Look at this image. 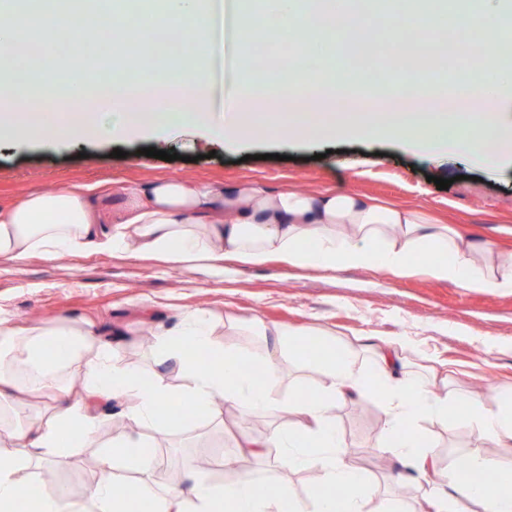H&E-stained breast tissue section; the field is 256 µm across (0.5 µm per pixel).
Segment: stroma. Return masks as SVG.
<instances>
[{"mask_svg":"<svg viewBox=\"0 0 512 512\" xmlns=\"http://www.w3.org/2000/svg\"><path fill=\"white\" fill-rule=\"evenodd\" d=\"M335 56L367 72L380 92L388 91L402 64L386 45L369 57L345 49ZM155 145L171 153L172 161L143 156V149ZM116 149L122 157H113ZM438 177L450 180V187L437 189ZM164 178L219 187L259 180L274 191L366 195L427 210L461 231L512 247L511 164L488 170L453 156L433 159L380 136H343L324 146L284 142L268 133L239 145L190 132L161 144L107 135L60 144L37 136L22 149L0 147V206L5 208L72 185H98L105 189L100 202L109 212L124 201L126 190ZM193 310L213 312L216 341L224 346L261 349L262 337L248 326L254 318L270 327H314L333 340L362 345L377 336H403L414 345L404 352L405 362L419 370L434 361L450 363L452 387L490 398L512 383V294L465 291L423 275L401 279L366 269L294 268L276 260L259 267L227 260L202 269L136 254L0 255L1 326L87 319L104 336L119 327L125 332L123 362L143 371L155 368L157 355L154 346L141 344L142 330L173 327L181 313ZM228 313L242 321L233 336L224 333ZM237 414L228 407L223 425L200 420L164 437L127 422L114 423L108 434H138L167 450L169 465L143 478L151 492L162 494L185 480V466L234 455L240 432L263 435L279 422L271 413L251 412L243 420ZM335 415L353 450L352 464L371 476L380 496L405 500L415 512V495L402 485L412 470L377 449L382 434L378 402L366 397L344 401ZM416 427L430 436L436 464L446 470L457 455L481 445L469 431L451 432L430 419L417 421ZM98 454V448H81L58 461L61 487L73 501H82L92 484L91 463ZM238 465L257 481L288 484L301 498L309 493V471L290 473L249 457L239 458Z\"/></svg>","mask_w":512,"mask_h":512,"instance_id":"1","label":"stroma"}]
</instances>
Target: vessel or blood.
<instances>
[{
  "mask_svg": "<svg viewBox=\"0 0 512 512\" xmlns=\"http://www.w3.org/2000/svg\"><path fill=\"white\" fill-rule=\"evenodd\" d=\"M219 6L223 20L224 52L221 59H209L208 66L215 75L214 103L222 107L228 100L241 95L244 89V65L239 51L240 0H219Z\"/></svg>",
  "mask_w": 512,
  "mask_h": 512,
  "instance_id": "1",
  "label": "vessel or blood"
}]
</instances>
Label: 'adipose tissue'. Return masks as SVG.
Segmentation results:
<instances>
[{
	"instance_id": "ef3b65f1",
	"label": "adipose tissue",
	"mask_w": 512,
	"mask_h": 512,
	"mask_svg": "<svg viewBox=\"0 0 512 512\" xmlns=\"http://www.w3.org/2000/svg\"><path fill=\"white\" fill-rule=\"evenodd\" d=\"M91 190L63 189L0 209V255L37 251L53 258L89 250L156 254L174 264L227 259L259 266L278 258L291 267L336 270L364 268L398 278L424 274L465 291L512 293V251L442 223L427 212L343 192H271L263 183L242 182L221 189L177 179L154 180L134 190L112 224L93 202ZM261 350L223 347L214 338L212 316L188 311L177 325L158 331L155 345L165 371L184 375L178 390L162 373L125 365L119 338H102L87 322L35 324L0 330V399L41 400L38 408H14L0 415V512H13L34 488L25 471L60 460L74 449L102 445L95 480L83 502L64 490L42 495L39 512H134L146 491L129 482L115 493L116 474L158 465L154 452H133L132 441H103L105 410L140 427L168 432L182 417L164 408L179 402L211 422L223 405L248 412L285 415L266 437H242L240 447L258 457L276 449L278 468H315L318 487L302 500L280 488L256 492V481L240 472L216 484L195 470L185 485L154 497L153 512H400V501L377 498L368 477L354 467L336 426L337 403L355 395L379 402L381 454L405 461L427 481L419 512H512V470L501 469L496 486L482 474L493 462L482 451L464 456L451 478L431 470L433 445L415 430L429 418L461 426L491 448L512 446V384L494 402L449 390L448 367L423 375L402 358L410 344L400 337L372 343L367 367L359 351L303 327L259 326ZM317 369L324 383L304 398L283 397V356ZM346 489L344 498L331 488Z\"/></svg>"
}]
</instances>
